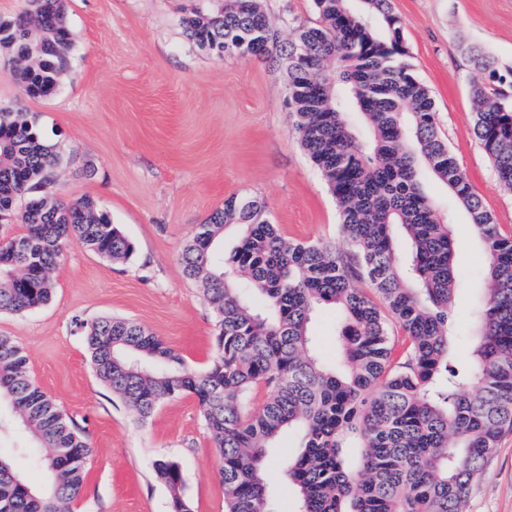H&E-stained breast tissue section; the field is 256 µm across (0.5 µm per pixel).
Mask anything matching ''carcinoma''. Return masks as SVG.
<instances>
[{"mask_svg":"<svg viewBox=\"0 0 512 512\" xmlns=\"http://www.w3.org/2000/svg\"><path fill=\"white\" fill-rule=\"evenodd\" d=\"M318 20L279 40L259 0L234 9L209 0L183 17L201 48L288 63V97L300 145L336 199L344 247L285 238L267 205L231 196L198 225L181 255L215 313V352L197 369L148 328L125 318H74L99 380L146 421L165 399L191 396L222 458L224 512H277L264 473L285 430L297 449L282 469L296 512H464L470 488L505 429H512V233L483 208L438 130L428 88L409 72L402 22L389 0H314ZM65 0H23L0 17V55L28 97L56 91L71 63ZM474 134L501 185L512 189V66L478 50ZM360 113L368 135H358ZM61 155L38 115L0 107V214L23 227L0 236V312L47 304L63 248L77 238L93 253L126 260L132 242L90 198L46 199ZM426 164L466 209L484 250L483 304L473 347L456 366L448 308L462 278L452 223L426 193ZM239 245L224 255L225 230ZM365 281L379 301L355 282ZM341 313L336 362L315 350L317 308ZM407 340L395 350L394 331ZM477 390L471 392L467 384ZM268 389L257 408L256 387ZM45 452L36 489L0 450V512H67L91 449L79 428L28 376L27 356L0 335V398ZM184 512L176 462L155 460Z\"/></svg>","mask_w":512,"mask_h":512,"instance_id":"1","label":"carcinoma"}]
</instances>
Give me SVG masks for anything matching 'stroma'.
<instances>
[{
	"label": "stroma",
	"mask_w": 512,
	"mask_h": 512,
	"mask_svg": "<svg viewBox=\"0 0 512 512\" xmlns=\"http://www.w3.org/2000/svg\"><path fill=\"white\" fill-rule=\"evenodd\" d=\"M201 0H67L73 59L56 92L33 99L0 57V106L39 117L64 157L58 191L92 198L133 243L113 262L71 240L53 272L43 307L0 312V334L28 358L32 381L83 431L91 448L87 476L71 512H170L167 487L153 469L175 461L192 512H224L221 459L193 397L167 399L147 421L96 377L74 317L132 319L161 337L193 367L215 348V315L189 281L180 254L201 224L230 196L264 201L272 223L296 242L337 241L339 212L320 171L302 149L288 102L285 63L219 57L202 50L182 23ZM280 40L317 18L314 0H262ZM403 24L407 62L430 91L442 138L483 207L512 231V191L500 186L473 132L470 49L512 66V0H390ZM429 195L452 216L460 247L455 265L467 284L456 295L454 362L471 349L472 311L483 297V247L467 211L447 187L424 173ZM0 447L33 485L38 441L8 404ZM296 437L269 449L266 482L277 512H295L296 495L279 464ZM465 512H512V430L504 432L474 481Z\"/></svg>",
	"instance_id": "35a3bbf8"
}]
</instances>
